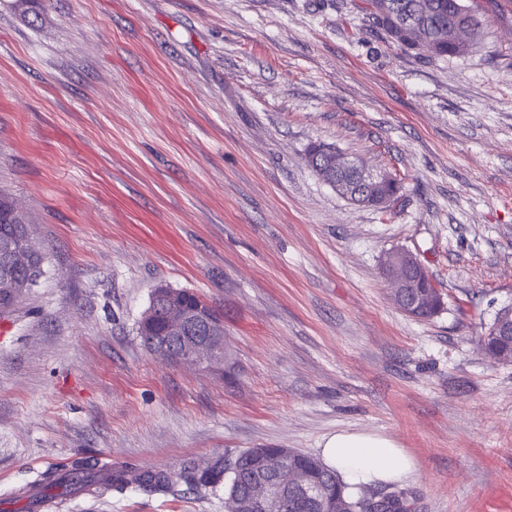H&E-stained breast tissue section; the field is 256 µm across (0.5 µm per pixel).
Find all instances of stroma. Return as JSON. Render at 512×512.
I'll return each mask as SVG.
<instances>
[{"label": "stroma", "mask_w": 512, "mask_h": 512, "mask_svg": "<svg viewBox=\"0 0 512 512\" xmlns=\"http://www.w3.org/2000/svg\"><path fill=\"white\" fill-rule=\"evenodd\" d=\"M473 52L404 50L366 0H0V190L41 276L0 315V512L75 460L170 469L244 448L320 455L378 434L411 512H512V0ZM324 142L402 179L390 210L304 161ZM418 255V320L382 272ZM224 314L236 364L188 369L136 334L154 288ZM58 512H224L223 492H75Z\"/></svg>", "instance_id": "1"}]
</instances>
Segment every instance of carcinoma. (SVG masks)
I'll list each match as a JSON object with an SVG mask.
<instances>
[{"instance_id":"cac0c4a2","label":"carcinoma","mask_w":512,"mask_h":512,"mask_svg":"<svg viewBox=\"0 0 512 512\" xmlns=\"http://www.w3.org/2000/svg\"><path fill=\"white\" fill-rule=\"evenodd\" d=\"M371 14L399 47L427 52L435 57H457L467 54L474 46L472 37L484 25L479 12L465 0H368ZM333 148L323 144L310 146L305 153L307 165L329 186L347 180L329 165ZM402 184L399 181L378 185L369 201L378 196L399 200ZM26 223L17 212L14 199L0 192V238L18 233L16 225ZM170 310L153 315L143 314L138 322L137 335L151 353L157 351L152 340L170 335ZM284 456L288 468L298 475L303 485H288L282 512H336L335 504L344 505V512H408L404 494L394 491L371 500L361 487H347L336 472L317 457L291 448L268 446L256 452L247 449L236 459L201 464L194 460L183 463L177 470L142 468L114 469L102 473L97 464L75 461L65 472L50 471L42 475L43 489L64 497L76 488L103 486L121 492L129 485L155 494L168 492L173 485L183 483L189 488L224 486V512H238V503L253 497L257 484L268 480L262 457Z\"/></svg>"}]
</instances>
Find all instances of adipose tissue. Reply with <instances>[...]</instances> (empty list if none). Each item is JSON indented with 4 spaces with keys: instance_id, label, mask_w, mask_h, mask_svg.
Wrapping results in <instances>:
<instances>
[{
    "instance_id": "obj_1",
    "label": "adipose tissue",
    "mask_w": 512,
    "mask_h": 512,
    "mask_svg": "<svg viewBox=\"0 0 512 512\" xmlns=\"http://www.w3.org/2000/svg\"><path fill=\"white\" fill-rule=\"evenodd\" d=\"M322 456L352 488L400 482L415 472L413 459L393 441L377 434H334L326 440Z\"/></svg>"
}]
</instances>
